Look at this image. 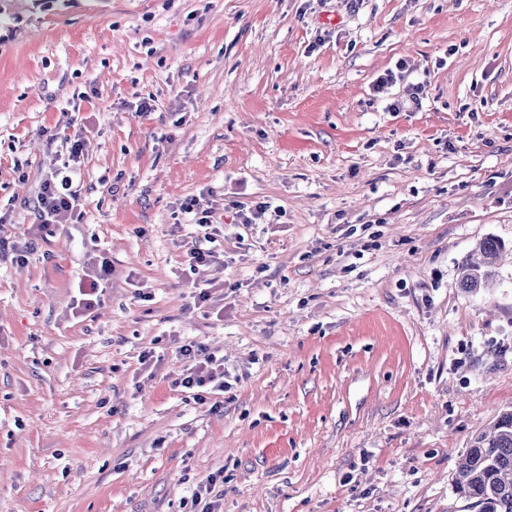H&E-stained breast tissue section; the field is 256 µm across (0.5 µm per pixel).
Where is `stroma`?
I'll list each match as a JSON object with an SVG mask.
<instances>
[{
	"label": "stroma",
	"mask_w": 512,
	"mask_h": 512,
	"mask_svg": "<svg viewBox=\"0 0 512 512\" xmlns=\"http://www.w3.org/2000/svg\"><path fill=\"white\" fill-rule=\"evenodd\" d=\"M61 128L81 215L40 239ZM194 199L222 260L193 270ZM6 204L0 512H191L212 474L222 512H477L456 459L512 410V0H0ZM190 341L221 407L173 385ZM505 245L494 238H485L476 245L480 255L477 261L465 259L459 266V285L470 293H477L483 288H489L496 275L500 254ZM101 259L95 264L93 276L87 281H80L78 290L82 296L88 298L82 299L84 310L88 311L93 307L92 298L97 294L101 282L106 281L111 272V261L107 257Z\"/></svg>",
	"instance_id": "35a3bbf8"
}]
</instances>
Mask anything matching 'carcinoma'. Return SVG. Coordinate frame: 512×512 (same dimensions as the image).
Masks as SVG:
<instances>
[{
	"instance_id": "cac0c4a2",
	"label": "carcinoma",
	"mask_w": 512,
	"mask_h": 512,
	"mask_svg": "<svg viewBox=\"0 0 512 512\" xmlns=\"http://www.w3.org/2000/svg\"><path fill=\"white\" fill-rule=\"evenodd\" d=\"M505 245L485 238L476 245L480 258H467L459 266V285L477 293L492 284ZM454 487L473 501L478 512H512V411L501 413L479 432L455 464Z\"/></svg>"
}]
</instances>
